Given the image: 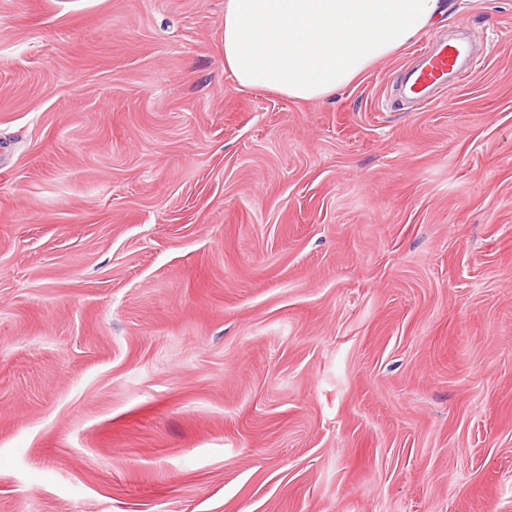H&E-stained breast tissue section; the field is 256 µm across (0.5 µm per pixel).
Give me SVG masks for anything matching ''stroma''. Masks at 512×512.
<instances>
[{"instance_id": "35a3bbf8", "label": "stroma", "mask_w": 512, "mask_h": 512, "mask_svg": "<svg viewBox=\"0 0 512 512\" xmlns=\"http://www.w3.org/2000/svg\"><path fill=\"white\" fill-rule=\"evenodd\" d=\"M223 24L0 0V512H512V0L316 101ZM415 65L408 67L402 76L404 92L412 100L425 102L435 90L448 82L466 81L475 71L479 59L470 57L460 44L444 41L427 50H419Z\"/></svg>"}]
</instances>
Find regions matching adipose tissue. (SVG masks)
Masks as SVG:
<instances>
[{
    "mask_svg": "<svg viewBox=\"0 0 512 512\" xmlns=\"http://www.w3.org/2000/svg\"><path fill=\"white\" fill-rule=\"evenodd\" d=\"M442 13L441 0H224V67L241 88L321 100Z\"/></svg>",
    "mask_w": 512,
    "mask_h": 512,
    "instance_id": "adipose-tissue-1",
    "label": "adipose tissue"
}]
</instances>
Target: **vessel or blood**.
Segmentation results:
<instances>
[{
  "mask_svg": "<svg viewBox=\"0 0 512 512\" xmlns=\"http://www.w3.org/2000/svg\"><path fill=\"white\" fill-rule=\"evenodd\" d=\"M477 61L460 44L445 41L422 50L415 65L402 76L404 92L412 100L424 102L435 90L451 82H464L475 71Z\"/></svg>",
  "mask_w": 512,
  "mask_h": 512,
  "instance_id": "obj_1",
  "label": "vessel or blood"
}]
</instances>
